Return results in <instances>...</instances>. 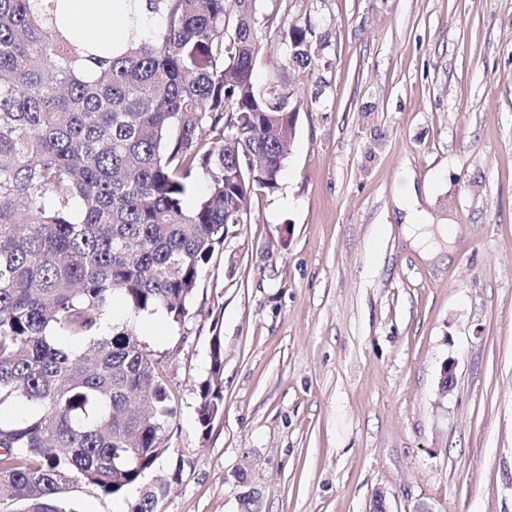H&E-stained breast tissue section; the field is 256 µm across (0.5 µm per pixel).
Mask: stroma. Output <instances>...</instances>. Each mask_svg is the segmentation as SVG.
<instances>
[{"mask_svg":"<svg viewBox=\"0 0 512 512\" xmlns=\"http://www.w3.org/2000/svg\"><path fill=\"white\" fill-rule=\"evenodd\" d=\"M319 57L274 193L205 265L182 326L115 302L167 356L181 479L161 512H512V0H264ZM450 224L436 259L396 205ZM224 415L196 407L212 336ZM454 384L442 391L445 365ZM398 207L401 210L406 211L407 224L404 225V233L407 240L410 241L411 245L420 248L421 255L426 259L435 258L438 254V250L433 249L430 244L423 247L429 239L430 233L427 228L428 224H420L418 216L412 206L410 195L401 194L398 198Z\"/></svg>","mask_w":512,"mask_h":512,"instance_id":"obj_1","label":"stroma"}]
</instances>
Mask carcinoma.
I'll use <instances>...</instances> for the list:
<instances>
[{
	"instance_id": "carcinoma-1",
	"label": "carcinoma",
	"mask_w": 512,
	"mask_h": 512,
	"mask_svg": "<svg viewBox=\"0 0 512 512\" xmlns=\"http://www.w3.org/2000/svg\"><path fill=\"white\" fill-rule=\"evenodd\" d=\"M134 2L112 0L132 36L109 46L68 25L65 0H0V409L34 406L0 418V512H75L79 483L159 512L183 469L156 472L177 413L166 355L106 331L107 311L185 322L228 215L250 223L290 151L297 92L253 74L260 0H148L158 28ZM277 32L283 70L315 66L310 22ZM248 154L266 158L251 174ZM198 167L207 191L188 208ZM223 372L216 336L205 431L224 414Z\"/></svg>"
}]
</instances>
